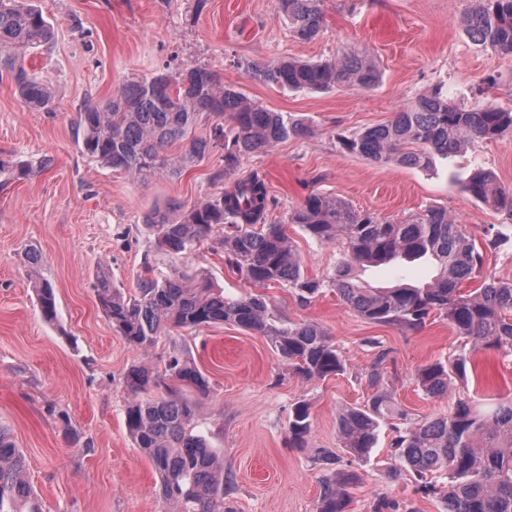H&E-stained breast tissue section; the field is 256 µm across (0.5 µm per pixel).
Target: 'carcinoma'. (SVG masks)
<instances>
[{
	"instance_id": "carcinoma-1",
	"label": "carcinoma",
	"mask_w": 512,
	"mask_h": 512,
	"mask_svg": "<svg viewBox=\"0 0 512 512\" xmlns=\"http://www.w3.org/2000/svg\"><path fill=\"white\" fill-rule=\"evenodd\" d=\"M276 7L297 38L310 40L319 33L324 21L321 0H276ZM464 25L478 44L512 53V0H474ZM51 33V23L38 5L0 0V78L11 79L22 102L42 112L52 110L55 95L25 67L22 52L48 41ZM252 73L270 84L310 91H369L381 80L377 65L354 50L320 62L273 60ZM204 115L217 120L210 143L189 138ZM77 127L89 157L138 180L176 171L212 147L224 151V166L216 177L232 183L220 196L203 199L176 217L160 208L146 215L145 224L167 250L179 254L214 237L224 245L229 265L247 281L279 284L304 304L334 288L371 323L417 331L433 314L446 319L469 339L471 348L447 364L421 367L415 380L424 394H446L452 376L466 374L474 352L494 348L512 356V282L486 277L472 292H460L463 281L480 275L484 255L444 207L391 219L359 211L336 196L312 193L290 210L288 223L299 225L320 243H341L342 251L327 277L305 275L284 225L265 223V179L255 173L238 177L236 171L244 156L304 138L311 128L302 119L248 101L208 68L173 69L168 63L150 77L127 81L109 100L85 103ZM506 136L512 137V108L467 109L436 86L403 106L389 122L340 135L338 144L343 152L376 163L427 169L434 157H451L465 142ZM186 141L183 154L168 157L169 146ZM463 190L512 217V189L490 173L474 170ZM423 258L434 262L437 273L422 286L375 288L361 282L362 273L371 267ZM96 291L112 328L145 352L171 328L234 323L264 336L305 379H324L345 368L327 331L313 323L278 326L262 297L230 298L204 280L189 287L178 277L150 276L140 279L135 294L126 298L104 271L97 275ZM36 296L43 318L55 319L53 286L38 283ZM384 358L380 354L369 372L375 392L368 402L344 408L337 420L343 447L360 461L374 448L381 423L401 415L382 386ZM170 380L200 392L209 389L208 379L182 351L170 352L161 372L136 366L127 377L133 395L125 409L127 430L149 460L159 495L172 512H224V464L207 437L193 431L195 408L176 394ZM310 431L309 406L298 402L288 422L289 442L295 448L308 447ZM393 448L423 494L439 492L434 475L448 479L447 512H512V401L483 408L460 399L443 417L407 424ZM26 471L22 452L0 427V512H45ZM357 482L353 471L326 475L317 512H347L348 488Z\"/></svg>"
}]
</instances>
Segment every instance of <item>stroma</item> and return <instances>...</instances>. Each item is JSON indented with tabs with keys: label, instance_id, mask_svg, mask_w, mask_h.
<instances>
[{
	"label": "stroma",
	"instance_id": "1",
	"mask_svg": "<svg viewBox=\"0 0 512 512\" xmlns=\"http://www.w3.org/2000/svg\"><path fill=\"white\" fill-rule=\"evenodd\" d=\"M53 38L28 49L25 66L55 88L53 111L29 110L10 79H0V425L27 462V478L46 512H167L158 478L125 427L131 396L127 375L145 364L161 368L168 353L190 355L208 378L194 403L196 431L224 459V512H316L323 465L315 451L330 449L335 471L360 476L348 512H372L386 498L411 512H446L443 499L419 492L409 473L392 477L396 421L382 424L368 460L344 448L337 417L372 395L368 371L384 356L385 387L414 419L447 415L461 399H512V362L494 350L473 358L466 379L448 395L426 396L419 367L446 362L465 344L440 318L411 332L361 318L333 292L300 303L287 289L253 284L233 271L218 239L172 254L156 244L144 217L158 206H190L225 190L210 152L178 173L141 182L89 159L76 133L81 105L109 99L123 82L164 64L204 66L225 84L272 111L306 120L309 136L289 139L242 158L239 175L264 176L273 199L266 221L287 224L307 276L323 277L339 247L311 239L288 224L290 210L309 193L344 199L360 211L405 217L429 206L448 209L484 253V272L512 281V217L461 188L474 168L512 188V137L466 144L455 156L421 170L381 165L341 151L338 135L390 120L433 86L465 107H512V55L473 42L461 19L473 0H322L319 34L294 37L275 0H37ZM374 59L382 73L369 91L289 90L250 72L278 58L316 62L345 49ZM494 89H486V79ZM48 167H41V160ZM510 235L493 249L495 232ZM37 263H30V254ZM114 287L133 294L144 276L205 278L225 295H260L279 325L312 322L332 337L343 372L305 380L266 339L235 324L196 331L174 329L142 352L112 327L95 290L100 269ZM435 274L431 262H401L367 270L374 286L419 285ZM54 288L55 321H45L35 279ZM310 406L309 447L288 443L297 402Z\"/></svg>",
	"mask_w": 512,
	"mask_h": 512
}]
</instances>
